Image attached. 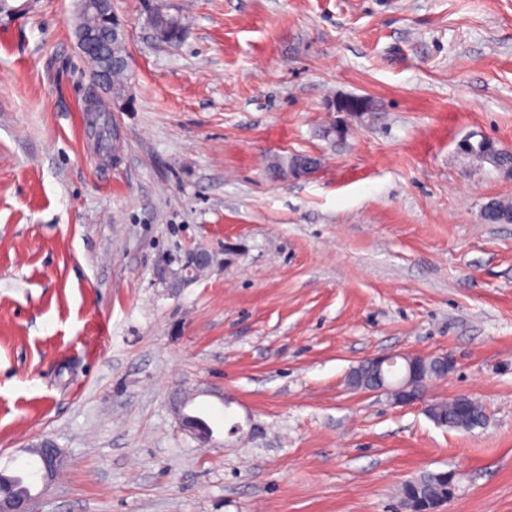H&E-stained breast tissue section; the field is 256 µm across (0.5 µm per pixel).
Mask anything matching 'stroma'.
<instances>
[{"label": "stroma", "instance_id": "1", "mask_svg": "<svg viewBox=\"0 0 512 512\" xmlns=\"http://www.w3.org/2000/svg\"><path fill=\"white\" fill-rule=\"evenodd\" d=\"M7 2L0 471L55 441L37 512H401L442 470V512H512V224L482 218L512 171L459 150H512V0H112L127 95L96 116L80 0ZM351 96L365 115L328 111ZM275 154L321 163L275 176ZM199 249L211 267L171 287ZM442 353L421 403L347 383ZM459 394L483 427L427 416ZM152 24L159 36L166 41L176 42L181 38L182 27L177 19L156 13L152 18ZM474 136L463 140L459 146L460 151L479 163H489L497 168L512 169V153L499 148L495 142L481 137L472 140ZM439 406H437L435 413L433 414V403L426 405V412L431 417H435V419L440 422L443 426H447L453 429H465L469 430L475 427L476 421H481L482 423L485 420L484 409L481 405H475L473 412V420L469 423H462L458 420L455 413V402L452 400L448 402L441 401L439 402ZM29 448H34L31 452L39 459L37 477L43 486H48L54 479L57 471L64 465L65 457L54 441L46 437L40 438L37 442L31 444ZM435 476V480L432 482V487H423L421 485L410 484L405 482L401 488V503L406 500H411L414 497H427L430 498L435 488L446 487L449 483L455 482V472L453 471H439Z\"/></svg>", "mask_w": 512, "mask_h": 512}]
</instances>
